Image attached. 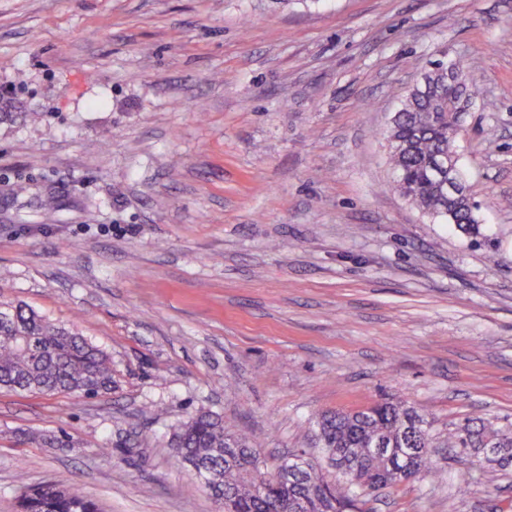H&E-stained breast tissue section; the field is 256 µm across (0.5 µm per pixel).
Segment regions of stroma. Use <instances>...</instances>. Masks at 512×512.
Returning <instances> with one entry per match:
<instances>
[{"instance_id": "1", "label": "stroma", "mask_w": 512, "mask_h": 512, "mask_svg": "<svg viewBox=\"0 0 512 512\" xmlns=\"http://www.w3.org/2000/svg\"><path fill=\"white\" fill-rule=\"evenodd\" d=\"M477 90L479 237L389 189L385 131L441 58ZM0 300L112 359L95 397L0 391V512H217L167 433L201 410L274 461L324 412L421 410L442 482L368 512H512L441 442L512 423V0H0ZM69 434L60 448L41 434ZM20 512H103L98 502L62 485L25 489L19 499Z\"/></svg>"}]
</instances>
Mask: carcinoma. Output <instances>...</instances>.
<instances>
[{
    "label": "carcinoma",
    "instance_id": "cac0c4a2",
    "mask_svg": "<svg viewBox=\"0 0 512 512\" xmlns=\"http://www.w3.org/2000/svg\"><path fill=\"white\" fill-rule=\"evenodd\" d=\"M439 61L406 93L386 139L392 180L389 187L424 213L448 222L449 202L432 177L431 166L448 151V113L471 103L472 86L447 74ZM453 224L463 233H480L474 211L461 204ZM0 390L43 395L59 393L97 396L112 390V362L84 336L56 324L31 307L0 300ZM318 440L336 449L338 471L359 489L349 495L331 485L307 457L288 461L303 472L290 485L272 479L257 485L249 479L256 452L251 437L224 428L223 418L198 412L171 435L177 461L204 468L208 483L231 496L236 512H291L293 501L307 503L306 512H364L362 497L402 482L440 476L431 454L409 456L410 448L432 447L426 415L402 401H387L355 410H336L317 420ZM234 445L241 459L224 460V448ZM500 449L495 466L481 470V482L496 486L512 472V427L483 418H467L448 434V447L463 463L475 451ZM20 512H102L98 502L62 485L25 489Z\"/></svg>",
    "mask_w": 512,
    "mask_h": 512
}]
</instances>
